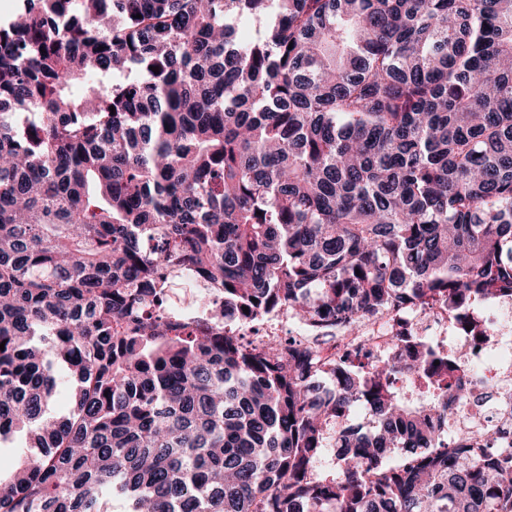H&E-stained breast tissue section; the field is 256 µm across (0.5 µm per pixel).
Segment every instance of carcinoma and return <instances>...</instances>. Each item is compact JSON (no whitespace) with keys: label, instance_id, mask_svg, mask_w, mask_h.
Segmentation results:
<instances>
[{"label":"carcinoma","instance_id":"1","mask_svg":"<svg viewBox=\"0 0 512 512\" xmlns=\"http://www.w3.org/2000/svg\"><path fill=\"white\" fill-rule=\"evenodd\" d=\"M17 11L0 23V437L26 428L41 452L0 482V512H105L106 488L130 512H512V449L451 441L470 390L431 348L355 366L319 342L512 298V0ZM180 279L203 311L170 303ZM280 312L311 335L241 333ZM360 403L370 432L349 422Z\"/></svg>","mask_w":512,"mask_h":512}]
</instances>
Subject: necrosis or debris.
Wrapping results in <instances>:
<instances>
[{
  "mask_svg": "<svg viewBox=\"0 0 512 512\" xmlns=\"http://www.w3.org/2000/svg\"><path fill=\"white\" fill-rule=\"evenodd\" d=\"M480 331L449 320L439 304L413 307L366 322L358 341L377 360L398 353L397 333L421 337L448 359V376L466 382L471 395L453 404L449 428L479 442L489 437L512 443V300L478 312Z\"/></svg>",
  "mask_w": 512,
  "mask_h": 512,
  "instance_id": "obj_1",
  "label": "necrosis or debris"
}]
</instances>
